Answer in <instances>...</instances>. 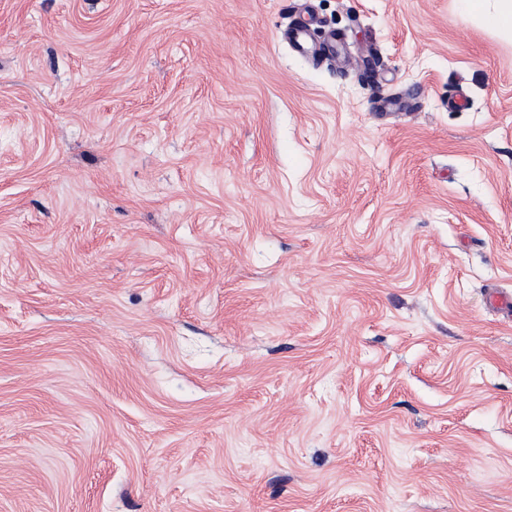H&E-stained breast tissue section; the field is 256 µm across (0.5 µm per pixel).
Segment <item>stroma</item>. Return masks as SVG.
I'll list each match as a JSON object with an SVG mask.
<instances>
[{"label": "stroma", "instance_id": "obj_1", "mask_svg": "<svg viewBox=\"0 0 512 512\" xmlns=\"http://www.w3.org/2000/svg\"><path fill=\"white\" fill-rule=\"evenodd\" d=\"M494 289L459 0H0V512H512Z\"/></svg>", "mask_w": 512, "mask_h": 512}]
</instances>
